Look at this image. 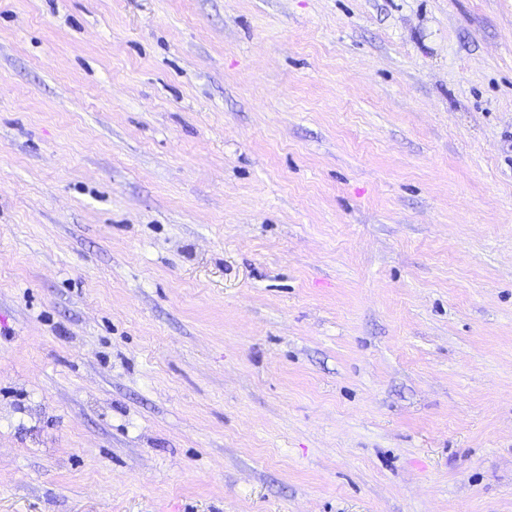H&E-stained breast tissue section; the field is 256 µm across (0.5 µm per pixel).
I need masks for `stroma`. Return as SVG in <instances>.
<instances>
[{
    "mask_svg": "<svg viewBox=\"0 0 512 512\" xmlns=\"http://www.w3.org/2000/svg\"><path fill=\"white\" fill-rule=\"evenodd\" d=\"M0 512H512V0H0Z\"/></svg>",
    "mask_w": 512,
    "mask_h": 512,
    "instance_id": "1",
    "label": "stroma"
}]
</instances>
